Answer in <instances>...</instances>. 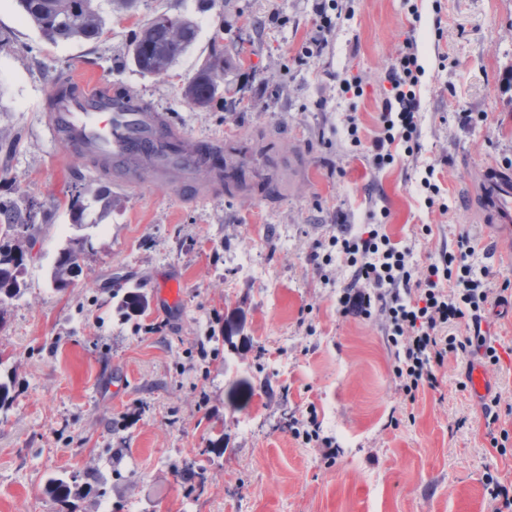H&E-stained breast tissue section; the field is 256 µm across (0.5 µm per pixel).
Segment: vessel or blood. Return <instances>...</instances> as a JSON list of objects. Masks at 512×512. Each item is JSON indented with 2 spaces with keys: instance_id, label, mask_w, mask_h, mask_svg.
<instances>
[{
  "instance_id": "b4317fda",
  "label": "vessel or blood",
  "mask_w": 512,
  "mask_h": 512,
  "mask_svg": "<svg viewBox=\"0 0 512 512\" xmlns=\"http://www.w3.org/2000/svg\"><path fill=\"white\" fill-rule=\"evenodd\" d=\"M75 87L71 95L50 94L44 126L65 150L87 162L93 173L109 177L114 186L137 188L148 172L155 180L180 186L188 201L247 191L246 183L215 171L205 181L195 179L221 142L189 137L168 113L139 105L105 83L91 86L79 80ZM478 203L489 223L512 234V170L484 168Z\"/></svg>"
}]
</instances>
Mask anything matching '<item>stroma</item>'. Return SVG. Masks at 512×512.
Wrapping results in <instances>:
<instances>
[{
	"label": "stroma",
	"instance_id": "35a3bbf8",
	"mask_svg": "<svg viewBox=\"0 0 512 512\" xmlns=\"http://www.w3.org/2000/svg\"><path fill=\"white\" fill-rule=\"evenodd\" d=\"M97 4L100 38L54 43L16 0H0V126L13 138L0 199L44 210L27 288L0 306V379L16 391L0 409V512H487L484 477L512 479V441L490 446L481 399L459 388L464 360L449 356L438 390L405 404L380 317L341 314L349 271L313 255L337 232L380 224L423 262L464 230L483 264L512 278V249L497 248L476 199L478 172L512 161V0H334L335 27L314 57L303 49L317 0H139L132 14ZM165 12L198 32L154 78L127 52ZM409 37L423 68L421 150L395 145L380 169L367 144ZM217 43L228 50L224 80L203 112L182 89ZM66 73L136 94L190 136L233 133L226 150L248 159L251 191L187 204L148 177L118 191L101 224L72 228L71 190L95 178L42 124ZM351 76L362 94L339 96L337 79ZM291 157L306 174L282 195L272 185ZM430 165L444 214L420 191ZM80 235L77 285L57 291L54 262ZM168 279L181 290L173 306L161 297ZM133 289L148 303L128 319L118 304ZM482 327L502 346L486 367L490 389L512 404V305H489ZM310 416L335 458L292 434ZM219 438L223 453L211 452ZM90 465L98 481L68 509L45 493L49 475L81 485ZM191 466L203 481L182 479Z\"/></svg>",
	"mask_w": 512,
	"mask_h": 512
}]
</instances>
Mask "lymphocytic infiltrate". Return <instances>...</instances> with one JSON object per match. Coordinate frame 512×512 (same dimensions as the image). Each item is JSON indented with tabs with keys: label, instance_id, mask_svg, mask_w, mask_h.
<instances>
[{
	"label": "lymphocytic infiltrate",
	"instance_id": "lymphocytic-infiltrate-1",
	"mask_svg": "<svg viewBox=\"0 0 512 512\" xmlns=\"http://www.w3.org/2000/svg\"><path fill=\"white\" fill-rule=\"evenodd\" d=\"M418 71L417 45L409 38L388 71L390 94L371 141L376 166L393 162L395 141H403L408 154L419 151ZM330 244L337 261L350 270L349 281L337 292L339 311L383 316L386 339L394 349L393 373L407 401H415L419 390L438 389V373L449 354H479L489 363L499 362L482 329V313L488 304L512 296V280L473 264L477 245L468 232H460L453 247L424 268L412 246L393 243L378 224L337 235Z\"/></svg>",
	"mask_w": 512,
	"mask_h": 512
}]
</instances>
